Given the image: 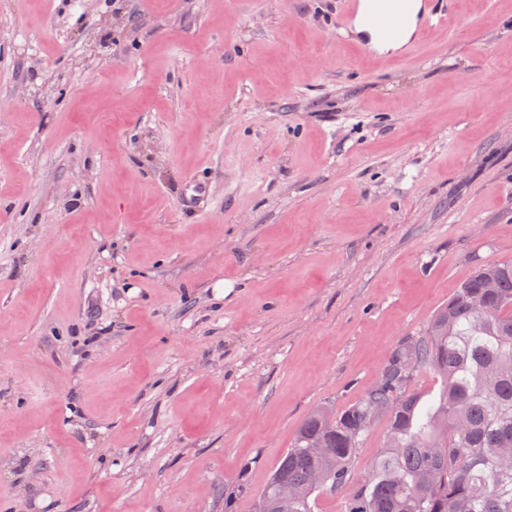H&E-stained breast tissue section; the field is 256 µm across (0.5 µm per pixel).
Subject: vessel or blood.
I'll list each match as a JSON object with an SVG mask.
<instances>
[{
	"label": "vessel or blood",
	"instance_id": "1",
	"mask_svg": "<svg viewBox=\"0 0 512 512\" xmlns=\"http://www.w3.org/2000/svg\"><path fill=\"white\" fill-rule=\"evenodd\" d=\"M446 0H345L337 16V35L357 38L366 51L381 42L402 43L411 51L421 31L452 22Z\"/></svg>",
	"mask_w": 512,
	"mask_h": 512
}]
</instances>
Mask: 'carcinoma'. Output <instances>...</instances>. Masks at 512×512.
<instances>
[{
    "instance_id": "obj_1",
    "label": "carcinoma",
    "mask_w": 512,
    "mask_h": 512,
    "mask_svg": "<svg viewBox=\"0 0 512 512\" xmlns=\"http://www.w3.org/2000/svg\"><path fill=\"white\" fill-rule=\"evenodd\" d=\"M431 374L438 389L419 388ZM386 418V447L358 475L370 418ZM326 448L312 455L307 445ZM512 262L476 270L427 322L399 342L372 387L335 410L318 407L300 425L252 512H315L309 491L325 472L343 512H512ZM251 493L224 489V512Z\"/></svg>"
}]
</instances>
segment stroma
Returning a JSON list of instances; mask_svg holds the SVG:
<instances>
[{"instance_id": "1", "label": "stroma", "mask_w": 512, "mask_h": 512, "mask_svg": "<svg viewBox=\"0 0 512 512\" xmlns=\"http://www.w3.org/2000/svg\"><path fill=\"white\" fill-rule=\"evenodd\" d=\"M342 2L0 0V512H224L512 262V0ZM454 20L446 0H345L344 10L336 17L340 36L356 37L364 50L373 51L380 42L403 44L402 57L420 41L422 30L446 26Z\"/></svg>"}]
</instances>
